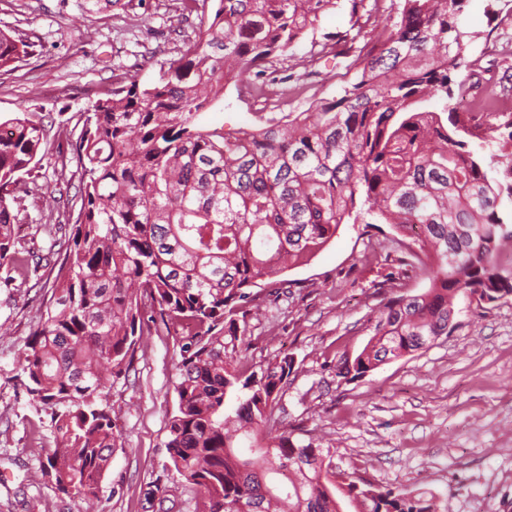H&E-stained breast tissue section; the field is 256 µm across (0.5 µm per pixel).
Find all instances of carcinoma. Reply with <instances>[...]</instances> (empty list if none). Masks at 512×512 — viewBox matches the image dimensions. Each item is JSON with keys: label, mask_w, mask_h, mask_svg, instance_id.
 Here are the masks:
<instances>
[{"label": "carcinoma", "mask_w": 512, "mask_h": 512, "mask_svg": "<svg viewBox=\"0 0 512 512\" xmlns=\"http://www.w3.org/2000/svg\"><path fill=\"white\" fill-rule=\"evenodd\" d=\"M345 31L321 47L351 59L355 80L303 112L261 114L224 131L203 121L224 88L247 76L253 95L288 99V52L339 2ZM378 28L365 0H181L199 24L176 60L149 82L104 93L71 144L79 208L67 223L33 226L51 245L21 243L17 186L49 152L42 119L0 120V285L48 287L20 364L32 400L49 412L55 448L43 465L59 491L99 498L118 435L112 383L155 317L178 327L180 381L168 418L169 468L201 499L197 512H436L414 489L336 480L329 455L284 431L266 433L294 371L275 358L239 368L254 289L282 287L343 224H388L429 281L389 298L368 319L371 338L351 363L363 377L448 335L455 299L512 298V215L462 132L493 121L512 142V105L497 82L479 110L455 92L480 81L466 64L465 0H390ZM31 54L0 29V73ZM469 68L459 78L462 67ZM445 101L441 111L422 104Z\"/></svg>", "instance_id": "obj_1"}]
</instances>
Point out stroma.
<instances>
[{
  "instance_id": "stroma-1",
  "label": "stroma",
  "mask_w": 512,
  "mask_h": 512,
  "mask_svg": "<svg viewBox=\"0 0 512 512\" xmlns=\"http://www.w3.org/2000/svg\"><path fill=\"white\" fill-rule=\"evenodd\" d=\"M82 0H0V28L30 45L18 67L0 75V115L29 109L43 117L50 150L36 180H25L23 221L64 220L77 200V180H57L83 112L119 82L153 78L160 62L179 57L182 38L198 23L179 0H127L83 14ZM460 27L472 33L465 57L503 74L512 52V0H466ZM349 17L324 12L294 46L291 73L306 95L290 108L332 98L350 76L345 58L311 59L312 40L346 30ZM207 121L234 132L257 125V106L243 85H228ZM60 196L54 212L46 198ZM387 224H346L307 264L284 272L283 288L260 291L248 315V343L239 362L254 367L289 355L294 372L274 414L272 434L330 449L337 471L382 488L431 492L437 512H512V299H458L447 335L429 348L365 376L340 374L369 339L366 317L392 296L427 288ZM43 288H0V512H195L197 498L167 471L166 424L179 381V349L164 325L135 348L125 376L114 382L119 448L94 505L60 492L41 470L54 446L50 418L18 385L19 359L42 306ZM166 487L162 507L146 492Z\"/></svg>"
}]
</instances>
